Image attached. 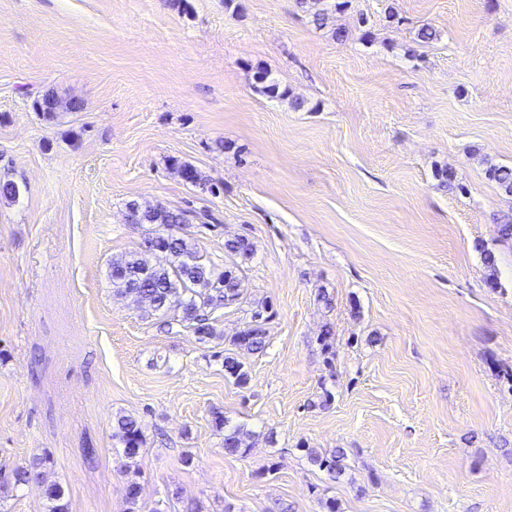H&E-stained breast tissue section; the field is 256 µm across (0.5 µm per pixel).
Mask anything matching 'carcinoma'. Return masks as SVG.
<instances>
[{
    "label": "carcinoma",
    "instance_id": "carcinoma-1",
    "mask_svg": "<svg viewBox=\"0 0 512 512\" xmlns=\"http://www.w3.org/2000/svg\"><path fill=\"white\" fill-rule=\"evenodd\" d=\"M350 0H295L297 9L307 14L318 28L328 25L332 15L348 9ZM257 90L271 98L286 101L299 110L305 102L289 94L288 88L270 78L266 70L255 76ZM33 108L43 120L52 122L57 112L64 108L73 111L79 108L75 100L61 101L52 94L36 99ZM170 166L186 182L203 186L214 192L218 185L210 182L198 169L180 162L171 161ZM489 179L495 181L507 194H512V168L508 166L488 169ZM205 220L204 213L195 216L190 212L170 208L161 203L143 206L136 201L125 204L124 220L135 223L143 230L139 250L121 254L108 260V277L115 296L133 305L149 309L153 315L168 318L177 314L187 323L199 342L224 344V333L216 327L215 313L244 299L243 279L237 268L226 267L222 271L206 264L196 244L185 232L192 219ZM224 251L246 261L254 254L253 243L244 236L224 241ZM153 255L161 261L153 264L147 256ZM268 306L253 311L251 321L235 336L230 344L236 352L225 354L220 350L216 357L221 361L224 374L233 378L236 385L244 388L249 383V373L238 354L262 355L267 346V328L264 311ZM214 425L224 431V451L231 455L247 456L252 448V434L237 425H229L223 413H214ZM112 437L117 439L124 456L136 459L145 445L140 422L133 416H119L113 425ZM310 463L329 474L333 479L343 471L345 453L338 449L326 455L313 448L306 450ZM46 458H34L26 465L13 471L14 484L26 485L30 481L42 479ZM45 494L50 504V512H68L64 501V490L57 484L46 487ZM127 512H153L141 498V486L137 478L128 480L125 489Z\"/></svg>",
    "mask_w": 512,
    "mask_h": 512
}]
</instances>
